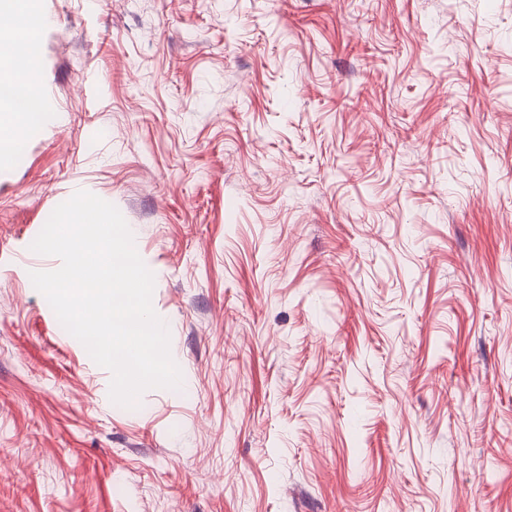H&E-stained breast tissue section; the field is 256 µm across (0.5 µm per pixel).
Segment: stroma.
I'll return each mask as SVG.
<instances>
[{
  "instance_id": "1",
  "label": "stroma",
  "mask_w": 512,
  "mask_h": 512,
  "mask_svg": "<svg viewBox=\"0 0 512 512\" xmlns=\"http://www.w3.org/2000/svg\"><path fill=\"white\" fill-rule=\"evenodd\" d=\"M0 164V512H512V0H38ZM114 204L180 389L31 272ZM33 68H28L22 82H15L11 77L1 75L0 78V112H14L22 116L26 122H39L45 112L38 91L30 87Z\"/></svg>"
}]
</instances>
